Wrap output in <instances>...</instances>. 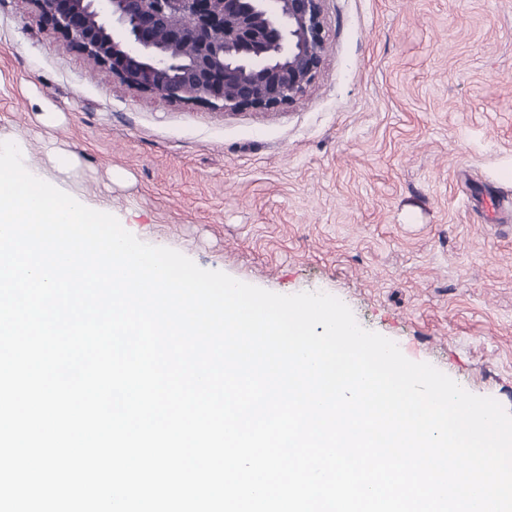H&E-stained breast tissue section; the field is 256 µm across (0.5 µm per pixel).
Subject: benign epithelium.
I'll return each instance as SVG.
<instances>
[{"label": "benign epithelium", "instance_id": "1", "mask_svg": "<svg viewBox=\"0 0 512 512\" xmlns=\"http://www.w3.org/2000/svg\"><path fill=\"white\" fill-rule=\"evenodd\" d=\"M55 33L121 84L229 112L313 83L323 0H34Z\"/></svg>", "mask_w": 512, "mask_h": 512}]
</instances>
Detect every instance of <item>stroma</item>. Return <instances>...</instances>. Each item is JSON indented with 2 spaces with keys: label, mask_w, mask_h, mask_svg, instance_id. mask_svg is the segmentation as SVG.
<instances>
[{
  "label": "stroma",
  "mask_w": 512,
  "mask_h": 512,
  "mask_svg": "<svg viewBox=\"0 0 512 512\" xmlns=\"http://www.w3.org/2000/svg\"><path fill=\"white\" fill-rule=\"evenodd\" d=\"M312 86L227 112L113 82L0 0V142L144 243L325 292L512 412V0H323Z\"/></svg>",
  "instance_id": "obj_1"
}]
</instances>
